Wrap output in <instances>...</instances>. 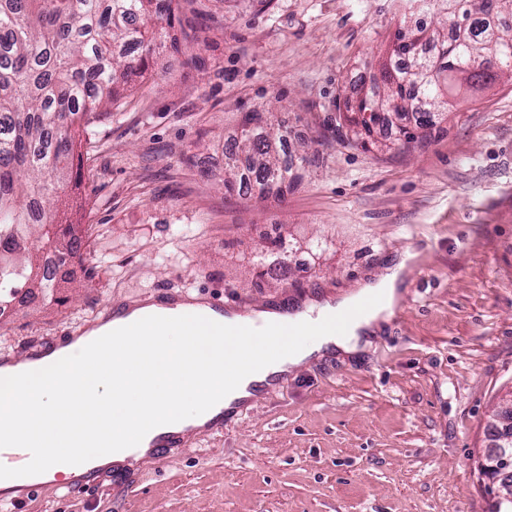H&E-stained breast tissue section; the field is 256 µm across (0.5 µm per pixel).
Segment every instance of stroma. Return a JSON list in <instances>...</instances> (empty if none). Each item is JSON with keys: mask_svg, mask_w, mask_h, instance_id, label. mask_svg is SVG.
I'll return each mask as SVG.
<instances>
[{"mask_svg": "<svg viewBox=\"0 0 512 512\" xmlns=\"http://www.w3.org/2000/svg\"><path fill=\"white\" fill-rule=\"evenodd\" d=\"M407 0H209L195 61L170 58L96 130L62 222L88 245L58 283L0 323V350L155 289L247 306L354 293L406 261L400 304L365 352L288 374L224 431L28 512H493L480 465L512 389V82L452 98L411 144L343 143L336 104L377 80L394 32L432 24ZM288 127L285 199L224 189L246 112ZM288 272L257 280L272 241Z\"/></svg>", "mask_w": 512, "mask_h": 512, "instance_id": "35a3bbf8", "label": "stroma"}]
</instances>
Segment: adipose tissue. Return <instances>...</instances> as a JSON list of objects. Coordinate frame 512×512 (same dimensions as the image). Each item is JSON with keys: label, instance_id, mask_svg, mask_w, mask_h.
Returning <instances> with one entry per match:
<instances>
[{"label": "adipose tissue", "instance_id": "ef3b65f1", "mask_svg": "<svg viewBox=\"0 0 512 512\" xmlns=\"http://www.w3.org/2000/svg\"><path fill=\"white\" fill-rule=\"evenodd\" d=\"M405 269L398 263L357 293L311 304L292 318L304 340L287 346L257 343L281 322L274 311L205 319L189 305L174 317L150 304L90 330L63 356L0 367V446L22 455L0 470V491L15 496L59 474L83 477L124 461L131 445L147 452L159 430L204 424L216 403L250 398L271 375L333 351L360 352L399 304ZM369 295L378 304L344 334L319 329V320ZM228 342L235 353L225 354Z\"/></svg>", "mask_w": 512, "mask_h": 512}]
</instances>
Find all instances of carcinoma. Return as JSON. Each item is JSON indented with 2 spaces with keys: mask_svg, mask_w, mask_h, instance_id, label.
<instances>
[{
  "mask_svg": "<svg viewBox=\"0 0 512 512\" xmlns=\"http://www.w3.org/2000/svg\"><path fill=\"white\" fill-rule=\"evenodd\" d=\"M442 5L454 25L408 30L410 45L381 69V85L336 105V128H352L362 147L378 142L391 118L413 114L420 128L447 117L460 79L486 86L512 79V9L492 13L487 0H422ZM202 0H0V308L22 294L45 304L55 282L43 269L51 253L62 267L83 241L53 219L51 205L77 181L76 161L94 148L95 127L149 68L164 70L163 48L179 49L185 4ZM377 113L374 124L357 113ZM256 111L241 125L239 156L224 162V188H256L279 197L307 151L282 158L286 138Z\"/></svg>",
  "mask_w": 512,
  "mask_h": 512,
  "instance_id": "1",
  "label": "carcinoma"
}]
</instances>
